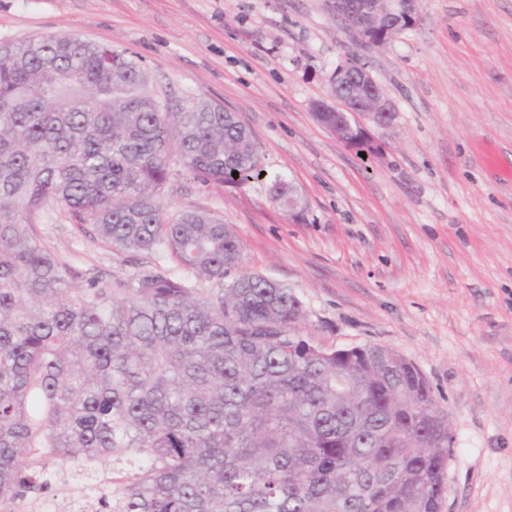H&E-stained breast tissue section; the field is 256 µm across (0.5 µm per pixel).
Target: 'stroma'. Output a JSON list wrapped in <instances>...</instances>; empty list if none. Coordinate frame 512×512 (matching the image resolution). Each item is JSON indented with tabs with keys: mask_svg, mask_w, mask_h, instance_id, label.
Wrapping results in <instances>:
<instances>
[{
	"mask_svg": "<svg viewBox=\"0 0 512 512\" xmlns=\"http://www.w3.org/2000/svg\"><path fill=\"white\" fill-rule=\"evenodd\" d=\"M419 10L416 28L367 49L324 0H0V45L76 34L138 56L157 92L237 113L264 175L176 183L167 211L234 225L242 270L301 299L299 335L413 362L453 437L440 512H512V0ZM352 57L394 114L366 159L311 114ZM276 176L299 214L272 202ZM35 230L77 272L139 268L76 225Z\"/></svg>",
	"mask_w": 512,
	"mask_h": 512,
	"instance_id": "stroma-1",
	"label": "stroma"
}]
</instances>
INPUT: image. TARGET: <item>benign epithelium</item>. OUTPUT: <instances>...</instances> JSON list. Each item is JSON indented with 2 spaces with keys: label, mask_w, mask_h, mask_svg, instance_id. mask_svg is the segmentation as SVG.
<instances>
[{
  "label": "benign epithelium",
  "mask_w": 512,
  "mask_h": 512,
  "mask_svg": "<svg viewBox=\"0 0 512 512\" xmlns=\"http://www.w3.org/2000/svg\"><path fill=\"white\" fill-rule=\"evenodd\" d=\"M419 0H327L331 15L344 25L355 40L367 48L384 47L403 32L418 26L421 15ZM349 83L356 84L363 100L342 102L337 107L325 101L312 105V115L322 122L324 114L336 113L343 120L336 126H327L336 139L346 147L357 149L364 141L375 146V153L383 150V142L374 138L369 127L385 130L390 126L386 118L393 116L384 97L381 84L374 77L369 66L352 59L336 67L331 85L341 89Z\"/></svg>",
  "instance_id": "1"
}]
</instances>
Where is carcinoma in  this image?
Returning <instances> with one entry per match:
<instances>
[{"instance_id":"obj_1","label":"carcinoma","mask_w":512,"mask_h":512,"mask_svg":"<svg viewBox=\"0 0 512 512\" xmlns=\"http://www.w3.org/2000/svg\"><path fill=\"white\" fill-rule=\"evenodd\" d=\"M160 102L125 51L0 45V505L32 512L57 465L77 512H439L452 435L420 369L306 340L299 298L240 270L232 225L166 214L182 175L264 169L236 113ZM270 195L296 198L278 178ZM54 215L196 282L154 265L79 284L34 231Z\"/></svg>"}]
</instances>
